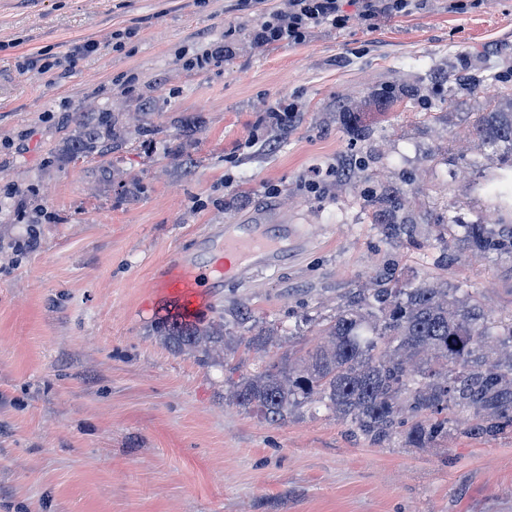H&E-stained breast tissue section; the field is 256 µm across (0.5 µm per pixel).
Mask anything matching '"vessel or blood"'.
Wrapping results in <instances>:
<instances>
[{
  "label": "vessel or blood",
  "mask_w": 512,
  "mask_h": 512,
  "mask_svg": "<svg viewBox=\"0 0 512 512\" xmlns=\"http://www.w3.org/2000/svg\"><path fill=\"white\" fill-rule=\"evenodd\" d=\"M301 230L293 224H271L261 218L251 224H237L224 233V251L238 259L237 275L245 276L256 268L276 267L285 252L288 240H301ZM218 283L212 269L186 267L175 285L179 288L213 287Z\"/></svg>",
  "instance_id": "1"
}]
</instances>
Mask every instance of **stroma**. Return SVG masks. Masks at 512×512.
I'll list each match as a JSON object with an SVG mask.
<instances>
[{"instance_id": "1", "label": "stroma", "mask_w": 512, "mask_h": 512, "mask_svg": "<svg viewBox=\"0 0 512 512\" xmlns=\"http://www.w3.org/2000/svg\"><path fill=\"white\" fill-rule=\"evenodd\" d=\"M241 0H0V512H512V432L436 448L377 447L324 408L281 424L229 404L239 375L317 343L318 323L384 267L512 311V266L453 260L427 219L494 223L483 183L499 154L472 128L512 89V0L461 13L422 0L410 15L316 30L255 49ZM137 35L113 50L114 28ZM235 52L189 69L182 51ZM99 49L65 73L22 55ZM478 92L449 91V74ZM409 88L407 106L386 90ZM296 109L271 127L270 104ZM119 114L106 156L76 154L75 113ZM370 130L353 141L336 118ZM407 194L413 237L373 224L363 194ZM305 227L274 269L223 278L196 302L168 286L209 267L225 225L257 214ZM34 247H25L28 238ZM223 313L231 335L275 330L226 362L175 354L158 318Z\"/></svg>"}]
</instances>
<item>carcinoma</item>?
Returning a JSON list of instances; mask_svg holds the SVG:
<instances>
[{"mask_svg": "<svg viewBox=\"0 0 512 512\" xmlns=\"http://www.w3.org/2000/svg\"><path fill=\"white\" fill-rule=\"evenodd\" d=\"M342 123L354 139L366 137L355 113ZM74 149L81 155L108 154L102 133L123 129L110 110L79 112ZM474 133L506 155L503 174L485 192L512 194V93L495 111L478 118ZM372 223L390 236H410L415 225L398 219L406 196L373 191L365 199ZM448 234L460 250L495 264L512 263V225L460 223L448 217ZM156 334L174 353H200L204 360L232 348L224 317L188 320L174 315L157 322ZM323 342L300 357L282 354L261 371L234 379L231 398L279 422L307 404L319 403L351 424L373 445L402 437L412 448H432L448 436L494 439L512 431V312L485 308L466 288L440 283L399 284L384 272L360 288L322 325Z\"/></svg>", "mask_w": 512, "mask_h": 512, "instance_id": "obj_1", "label": "carcinoma"}]
</instances>
